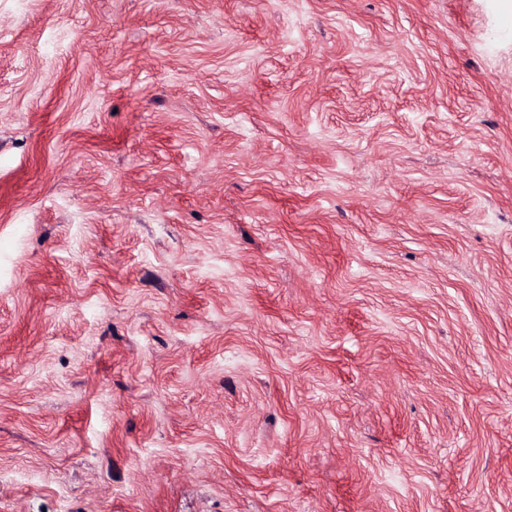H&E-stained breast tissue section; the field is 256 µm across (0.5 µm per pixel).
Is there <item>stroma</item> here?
<instances>
[{"label":"stroma","mask_w":512,"mask_h":512,"mask_svg":"<svg viewBox=\"0 0 512 512\" xmlns=\"http://www.w3.org/2000/svg\"><path fill=\"white\" fill-rule=\"evenodd\" d=\"M0 512H512V0H0Z\"/></svg>","instance_id":"1"}]
</instances>
